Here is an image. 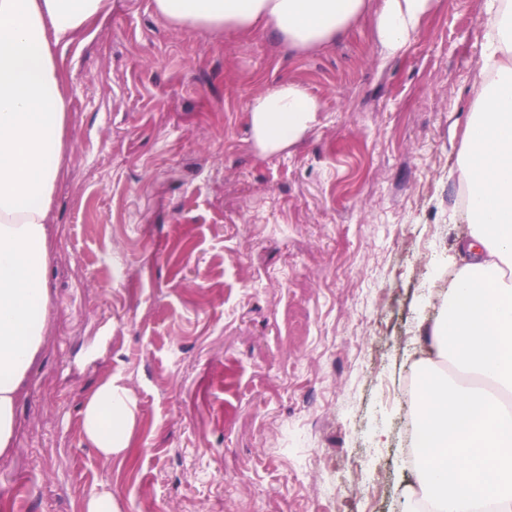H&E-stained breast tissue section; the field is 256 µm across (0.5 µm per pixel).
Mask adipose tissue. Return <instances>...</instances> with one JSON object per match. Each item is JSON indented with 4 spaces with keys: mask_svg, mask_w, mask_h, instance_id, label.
Listing matches in <instances>:
<instances>
[{
    "mask_svg": "<svg viewBox=\"0 0 512 512\" xmlns=\"http://www.w3.org/2000/svg\"><path fill=\"white\" fill-rule=\"evenodd\" d=\"M371 0H151L154 13L194 31L250 33L264 25L305 52L334 41ZM434 0H382L375 29L385 56L403 51ZM111 0H0V456L8 454L26 380L49 333L47 217L69 109L57 48L105 16ZM481 76L458 158L471 233L429 330L414 422L422 499L412 512H512V0H485ZM257 145L277 152L317 122L321 105L283 81L247 103ZM453 365L440 371L437 360ZM129 390L101 383L81 415L103 459L123 455L135 426Z\"/></svg>",
    "mask_w": 512,
    "mask_h": 512,
    "instance_id": "ef3b65f1",
    "label": "adipose tissue"
}]
</instances>
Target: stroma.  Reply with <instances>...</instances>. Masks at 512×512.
<instances>
[{"instance_id": "obj_1", "label": "stroma", "mask_w": 512, "mask_h": 512, "mask_svg": "<svg viewBox=\"0 0 512 512\" xmlns=\"http://www.w3.org/2000/svg\"><path fill=\"white\" fill-rule=\"evenodd\" d=\"M112 0L58 62L71 100L48 222L50 336L0 456V512H401L403 399L423 319L470 235L457 158L485 0H436L384 57L372 14L297 53L192 33ZM322 106L263 152L246 104L278 82ZM130 392L132 451L81 410ZM135 421V405L129 390L112 378L97 387L81 415L85 441L105 460L126 452Z\"/></svg>"}]
</instances>
